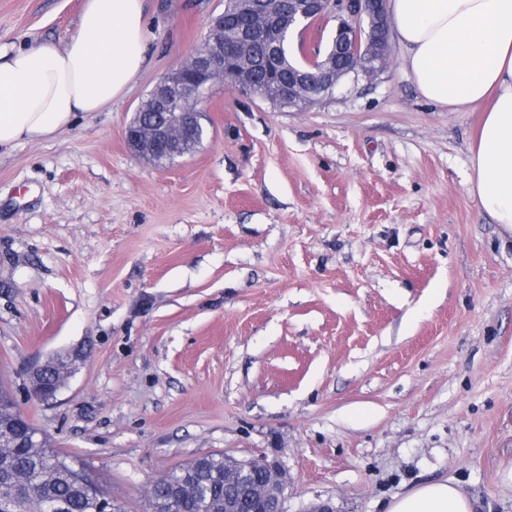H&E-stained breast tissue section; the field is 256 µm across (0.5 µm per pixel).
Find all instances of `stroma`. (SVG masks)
<instances>
[{
  "mask_svg": "<svg viewBox=\"0 0 512 512\" xmlns=\"http://www.w3.org/2000/svg\"><path fill=\"white\" fill-rule=\"evenodd\" d=\"M85 0H0V46H63ZM224 0H147L120 98L0 153V382L126 512L198 456H265L286 512L457 483L512 512V243L470 192L476 112L390 71L282 111L215 85L160 166L125 131ZM77 361L46 403L30 373Z\"/></svg>",
  "mask_w": 512,
  "mask_h": 512,
  "instance_id": "35a3bbf8",
  "label": "stroma"
}]
</instances>
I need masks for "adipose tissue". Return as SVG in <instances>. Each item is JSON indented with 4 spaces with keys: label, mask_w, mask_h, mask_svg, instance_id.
I'll use <instances>...</instances> for the list:
<instances>
[{
    "label": "adipose tissue",
    "mask_w": 512,
    "mask_h": 512,
    "mask_svg": "<svg viewBox=\"0 0 512 512\" xmlns=\"http://www.w3.org/2000/svg\"><path fill=\"white\" fill-rule=\"evenodd\" d=\"M406 69L425 99L481 113L469 145L470 190L512 238V0H388ZM145 0H86L64 48L0 51V149L68 128L121 96L144 68ZM458 485L434 481L394 496L386 512H474Z\"/></svg>",
    "instance_id": "ef3b65f1"
}]
</instances>
